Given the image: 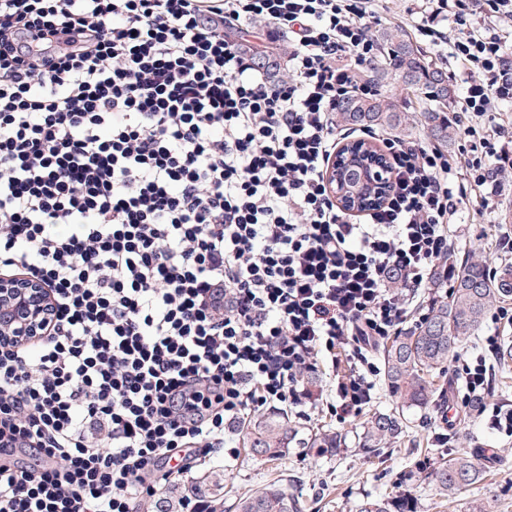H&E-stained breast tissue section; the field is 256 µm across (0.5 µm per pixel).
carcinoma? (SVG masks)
<instances>
[{"label":"carcinoma","mask_w":512,"mask_h":512,"mask_svg":"<svg viewBox=\"0 0 512 512\" xmlns=\"http://www.w3.org/2000/svg\"><path fill=\"white\" fill-rule=\"evenodd\" d=\"M387 63L372 72V80L386 85L394 79L404 89L425 95L442 105L440 110L407 112L392 98L347 96L336 107L340 120L353 128L383 129L406 135L412 125L421 126L426 136L441 147H448L454 132L448 123V68L437 63L427 51L408 35L389 29L373 33ZM436 285L451 283L448 299L430 305L426 316L411 329L389 338L379 346L384 362V382L396 407L375 411L363 422L361 449L376 452L400 439L407 427V413L427 408L433 397L430 377L443 372L461 345L482 327L491 309L512 299V262L490 267L486 263H461L453 281L438 271ZM245 447L251 454L274 460L298 441L300 427L283 413L251 418L243 426ZM342 437L322 433L303 439L306 448H338ZM483 467L477 458L464 451L442 461L435 472V489L442 498H452L461 490L482 480ZM407 497L366 499L358 512H411ZM238 512H302L297 499L288 489L273 483L240 498Z\"/></svg>","instance_id":"cac0c4a2"}]
</instances>
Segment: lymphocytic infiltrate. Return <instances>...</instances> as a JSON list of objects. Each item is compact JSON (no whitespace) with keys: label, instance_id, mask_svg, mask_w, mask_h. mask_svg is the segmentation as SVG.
<instances>
[{"label":"lymphocytic infiltrate","instance_id":"obj_1","mask_svg":"<svg viewBox=\"0 0 512 512\" xmlns=\"http://www.w3.org/2000/svg\"><path fill=\"white\" fill-rule=\"evenodd\" d=\"M377 7L0 0V270L55 303L42 336L0 346V512H138L235 459L256 411L373 402L369 354L450 264L462 205L512 187V44L482 25L512 0H422L416 29L459 65L465 146L379 134L386 202L359 222L337 206L336 103L374 91ZM282 33L278 77L252 53ZM500 349L463 360L464 401L512 435L485 402Z\"/></svg>","mask_w":512,"mask_h":512}]
</instances>
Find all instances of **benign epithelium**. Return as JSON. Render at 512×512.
I'll return each mask as SVG.
<instances>
[{"label":"benign epithelium","instance_id":"obj_1","mask_svg":"<svg viewBox=\"0 0 512 512\" xmlns=\"http://www.w3.org/2000/svg\"><path fill=\"white\" fill-rule=\"evenodd\" d=\"M365 168L370 183L367 201L384 198L388 191L387 157L376 146L361 148L359 143L338 147L327 172V182L336 203L346 212L363 211L355 203L340 174L345 169ZM52 298L44 286L29 276H0V342L26 343L42 334L52 310Z\"/></svg>","mask_w":512,"mask_h":512}]
</instances>
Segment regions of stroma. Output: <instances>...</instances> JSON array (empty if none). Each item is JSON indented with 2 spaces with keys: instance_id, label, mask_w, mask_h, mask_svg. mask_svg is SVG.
<instances>
[{
  "instance_id": "1",
  "label": "stroma",
  "mask_w": 512,
  "mask_h": 512,
  "mask_svg": "<svg viewBox=\"0 0 512 512\" xmlns=\"http://www.w3.org/2000/svg\"><path fill=\"white\" fill-rule=\"evenodd\" d=\"M505 195L503 205L491 213L463 207L460 224L451 228L456 259L470 257L493 266L504 262L497 241L503 233L512 234V189ZM436 411L432 405L416 413L405 436L374 456L359 449L362 419L343 422L328 411L311 410L296 418L303 435L338 433L342 451L292 447L278 460L267 461L249 457L242 448L231 465L215 460L203 470L224 477L222 512H235L239 496L278 479L305 504V512H356L363 500L388 495L412 497L415 512H474L478 504L485 512H512V437L493 429L489 416L471 410L463 413L454 430L452 449L434 447L426 422ZM477 448L491 451L483 481L452 501L440 499L432 477L441 460L450 451Z\"/></svg>"
}]
</instances>
